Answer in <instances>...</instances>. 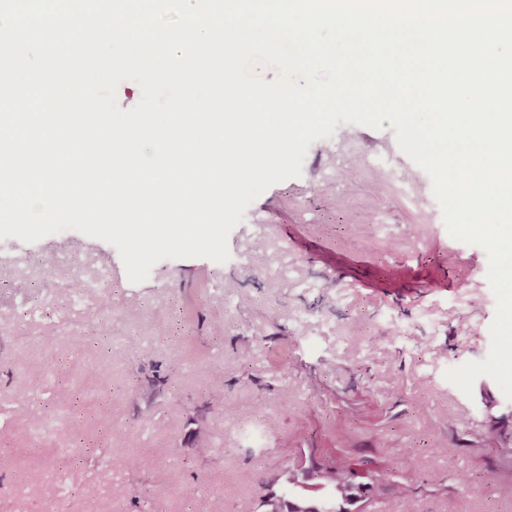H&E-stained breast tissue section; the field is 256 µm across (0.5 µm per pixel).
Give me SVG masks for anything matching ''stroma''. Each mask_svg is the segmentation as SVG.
Instances as JSON below:
<instances>
[{
    "mask_svg": "<svg viewBox=\"0 0 512 512\" xmlns=\"http://www.w3.org/2000/svg\"><path fill=\"white\" fill-rule=\"evenodd\" d=\"M228 246L226 262L165 259L135 284L113 245L78 231L0 239V512H255L286 493L272 463L327 448L390 465L417 512H512V399L487 376L469 396L444 377L489 352L488 257L449 235L391 125L313 142ZM87 280L100 298H71ZM74 411L142 459L132 494L123 469L60 462ZM201 424L221 455H195Z\"/></svg>",
    "mask_w": 512,
    "mask_h": 512,
    "instance_id": "35a3bbf8",
    "label": "stroma"
}]
</instances>
